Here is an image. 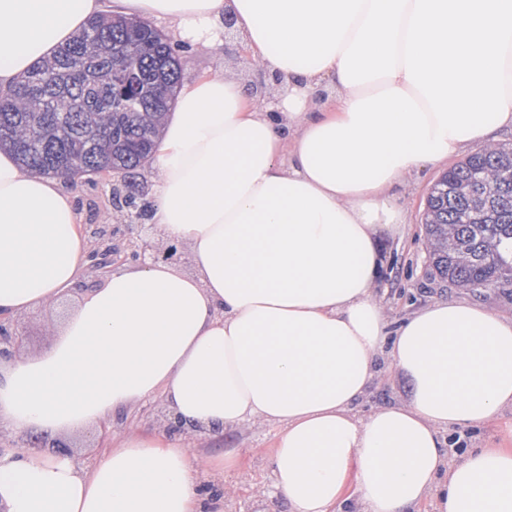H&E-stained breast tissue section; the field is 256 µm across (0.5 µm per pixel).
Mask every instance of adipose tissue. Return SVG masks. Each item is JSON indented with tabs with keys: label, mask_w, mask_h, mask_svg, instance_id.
<instances>
[{
	"label": "adipose tissue",
	"mask_w": 512,
	"mask_h": 512,
	"mask_svg": "<svg viewBox=\"0 0 512 512\" xmlns=\"http://www.w3.org/2000/svg\"><path fill=\"white\" fill-rule=\"evenodd\" d=\"M107 11L207 50L232 15L284 94L255 104L211 68L183 84L151 221L192 268L121 267L81 295L75 195L0 151V316L76 298L48 348L0 366V425L77 433L160 394L217 442L277 425L269 467L290 512H512V448L447 437L512 409V317L463 297L393 325L378 292L381 241L407 223L399 188L512 132V0H0V89ZM382 356L405 395L361 413ZM237 457L165 433L114 441L90 471L20 450L0 459V503L211 512L204 481Z\"/></svg>",
	"instance_id": "adipose-tissue-1"
}]
</instances>
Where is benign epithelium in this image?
I'll use <instances>...</instances> for the list:
<instances>
[{
  "instance_id": "1",
  "label": "benign epithelium",
  "mask_w": 512,
  "mask_h": 512,
  "mask_svg": "<svg viewBox=\"0 0 512 512\" xmlns=\"http://www.w3.org/2000/svg\"><path fill=\"white\" fill-rule=\"evenodd\" d=\"M268 80L278 82V78L261 71L259 80L249 88L251 99L259 105L264 104ZM140 220V214L133 212L127 224H114L96 229L93 236L97 241L89 252L90 269L101 274L108 272L112 266L128 260L143 266L158 261L173 260L184 263L188 260L187 252L182 245L169 244L158 247L152 239L139 233L133 234V229ZM26 339L25 327L19 320L1 317L0 362L18 358L25 347ZM20 449L35 450L50 455L71 454L70 448L61 440L45 433L28 435L19 445L12 439L11 432L0 426V457L7 452Z\"/></svg>"
}]
</instances>
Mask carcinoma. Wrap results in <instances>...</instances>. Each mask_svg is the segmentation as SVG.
<instances>
[{
    "instance_id": "cac0c4a2",
    "label": "carcinoma",
    "mask_w": 512,
    "mask_h": 512,
    "mask_svg": "<svg viewBox=\"0 0 512 512\" xmlns=\"http://www.w3.org/2000/svg\"><path fill=\"white\" fill-rule=\"evenodd\" d=\"M181 77L177 49L148 21L91 20L53 59L0 96V147L70 181L121 177L120 210L139 205ZM429 276L473 290L512 286V144L478 148L427 196Z\"/></svg>"
}]
</instances>
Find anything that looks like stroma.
Here are the masks:
<instances>
[{
    "instance_id": "35a3bbf8",
    "label": "stroma",
    "mask_w": 512,
    "mask_h": 512,
    "mask_svg": "<svg viewBox=\"0 0 512 512\" xmlns=\"http://www.w3.org/2000/svg\"><path fill=\"white\" fill-rule=\"evenodd\" d=\"M181 79L188 82L199 76L205 69H223L227 78L243 85L253 84L257 78L255 62L244 39L237 33L226 37L224 49L204 53L186 51L180 56ZM438 167L423 170L417 183L408 189L406 207L408 224L403 238L384 241L386 270L385 306L391 320L405 315L411 305L430 301H451L461 296L456 286L430 280L427 268L425 231L422 224L423 208L430 188L441 176ZM76 195L83 212L85 224H120L124 218L117 213L108 197L109 187L100 182L90 184L79 181L69 186ZM65 316L63 305L43 307L22 316L28 340L25 355L31 356L46 349L55 338V330ZM278 434L276 425L260 421H247L225 430L224 445L239 449L238 467L226 473L222 482L231 500L234 512H288L284 500L273 498L271 474L268 459L274 450Z\"/></svg>"
}]
</instances>
